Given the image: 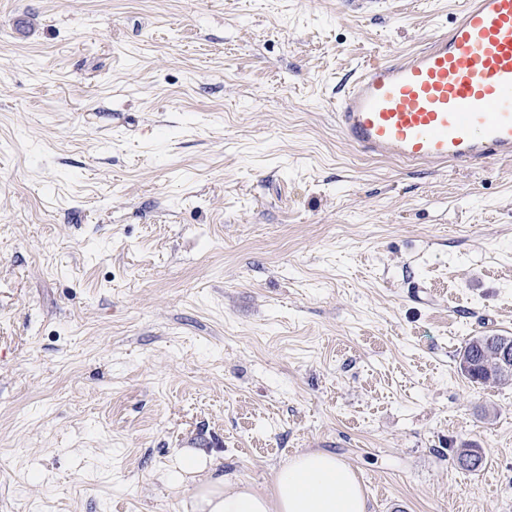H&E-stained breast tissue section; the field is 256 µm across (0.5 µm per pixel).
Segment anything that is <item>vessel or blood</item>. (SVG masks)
<instances>
[{
    "instance_id": "vessel-or-blood-1",
    "label": "vessel or blood",
    "mask_w": 512,
    "mask_h": 512,
    "mask_svg": "<svg viewBox=\"0 0 512 512\" xmlns=\"http://www.w3.org/2000/svg\"><path fill=\"white\" fill-rule=\"evenodd\" d=\"M446 31L364 63L335 104L350 147L404 165L512 159V0H459Z\"/></svg>"
}]
</instances>
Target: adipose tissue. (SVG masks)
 Returning a JSON list of instances; mask_svg holds the SVG:
<instances>
[{"mask_svg":"<svg viewBox=\"0 0 512 512\" xmlns=\"http://www.w3.org/2000/svg\"><path fill=\"white\" fill-rule=\"evenodd\" d=\"M197 482L189 495V512H365L361 486L352 469L336 455L308 451L281 466L271 494L225 481L218 463L204 467L195 451H182L167 476L174 487L185 474Z\"/></svg>","mask_w":512,"mask_h":512,"instance_id":"ef3b65f1","label":"adipose tissue"}]
</instances>
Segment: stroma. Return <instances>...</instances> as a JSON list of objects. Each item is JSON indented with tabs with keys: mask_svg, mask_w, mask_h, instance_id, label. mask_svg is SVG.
Listing matches in <instances>:
<instances>
[{
	"mask_svg": "<svg viewBox=\"0 0 512 512\" xmlns=\"http://www.w3.org/2000/svg\"><path fill=\"white\" fill-rule=\"evenodd\" d=\"M456 8L0 0V512H184L185 449L512 512V384L457 368L512 336V161H374L333 110Z\"/></svg>",
	"mask_w": 512,
	"mask_h": 512,
	"instance_id": "obj_1",
	"label": "stroma"
}]
</instances>
